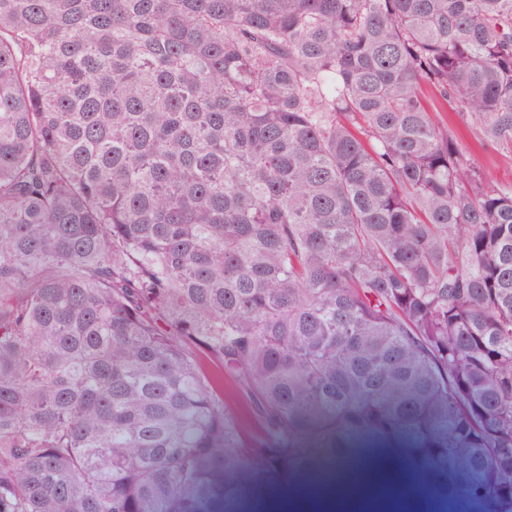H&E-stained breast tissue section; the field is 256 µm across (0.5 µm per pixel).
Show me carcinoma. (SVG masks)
I'll list each match as a JSON object with an SVG mask.
<instances>
[{
    "label": "carcinoma",
    "mask_w": 512,
    "mask_h": 512,
    "mask_svg": "<svg viewBox=\"0 0 512 512\" xmlns=\"http://www.w3.org/2000/svg\"><path fill=\"white\" fill-rule=\"evenodd\" d=\"M427 89L512 154V0H0V512H203L205 359L277 449L422 431L512 508V183ZM427 99L430 108L433 110V116L437 121H447L448 126L452 128L456 134L461 135L466 142L471 143L473 141V136L470 132L469 126L465 121L453 112H449V110L446 112L433 98L428 96ZM476 160L490 181H512V154L479 151Z\"/></svg>",
    "instance_id": "cac0c4a2"
}]
</instances>
